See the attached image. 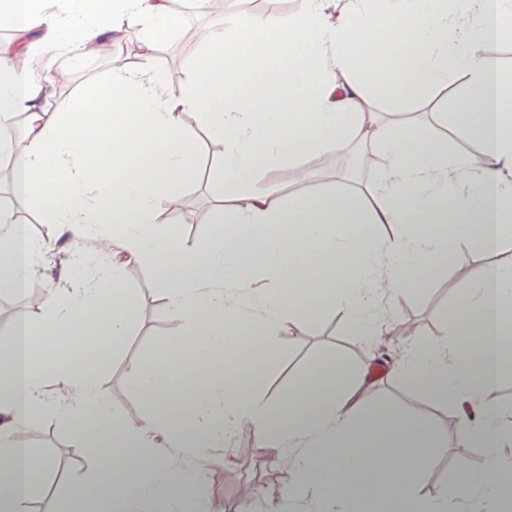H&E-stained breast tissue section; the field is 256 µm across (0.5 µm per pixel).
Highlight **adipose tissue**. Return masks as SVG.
<instances>
[{"mask_svg":"<svg viewBox=\"0 0 512 512\" xmlns=\"http://www.w3.org/2000/svg\"><path fill=\"white\" fill-rule=\"evenodd\" d=\"M285 19L241 16L204 34L192 79L177 101L164 94L150 63L86 85L66 111L44 112L42 87L0 49V119L27 114L26 150L13 161L14 192L43 203L46 221L82 242L80 255L102 277L94 297L48 294L40 349L26 344L34 317L16 316L0 338V459H12L0 485V512H29L40 472L25 435L33 417L54 415L89 448L91 476L71 500L80 512H212L202 472L153 450L190 458L250 428L272 463L299 475L281 501L303 512H445L415 484L435 465L447 430L382 404L366 407L374 377L342 358L290 386L275 406L258 390L280 349L276 338L299 320L335 313L360 335L376 331L387 296L406 291L419 270L442 272L465 248L503 254L512 243V70L484 56L488 42L512 40V0H354L328 23L319 0ZM0 24L37 32L45 49L87 47L118 27L146 26V52L178 28L167 0H0ZM349 77L337 87L336 72ZM467 91L454 125L483 146L480 160L448 150L444 135L397 121L365 122L371 97L422 100L449 75ZM200 113L224 142L222 200L208 239L183 245L157 218L196 176L194 136L181 112ZM366 145L378 174L364 195L282 194L257 184L261 166L344 144ZM92 224L105 234L88 237ZM376 224L400 225L388 239ZM157 266L160 293L182 327L149 361L132 367L146 407L137 421L111 409L97 391L107 341L131 329L136 305L115 249ZM35 253L23 226L0 222V288L26 298ZM269 287L256 291V280ZM449 332L407 339L397 377L441 403L466 402L475 422L460 442L479 439L484 464L460 475L457 492L482 512H499L512 472V422L488 394L512 360V263L495 260L458 289ZM254 339L264 355L247 358L230 338ZM54 384L64 395L46 391Z\"/></svg>","mask_w":512,"mask_h":512,"instance_id":"1","label":"adipose tissue"}]
</instances>
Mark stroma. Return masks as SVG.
<instances>
[{"mask_svg":"<svg viewBox=\"0 0 512 512\" xmlns=\"http://www.w3.org/2000/svg\"><path fill=\"white\" fill-rule=\"evenodd\" d=\"M220 19L198 10L183 13L182 25L169 43L154 50L152 69L161 78L169 96L181 93L191 76L194 56L199 50L198 43L188 39V32L204 26L219 27ZM38 41V35L27 36L30 53L24 69L40 79L46 93L42 101L46 112L65 111L69 100L63 95L64 89L78 91L84 83L106 79L118 68L114 59L84 54L67 46L48 52L39 47ZM465 89L462 77L449 76L447 86L435 89L428 101L404 105L403 110L415 115L422 131L447 135L449 152L468 155L478 151V144L438 119L439 111L454 105ZM181 123L197 134L196 162L206 166L207 172L187 184L178 196L196 207L201 221L182 223L162 203L157 206V214L179 240L190 246L206 239L212 228L222 156L209 154L211 137L199 114L182 113ZM355 153V146L348 145L328 158L321 155L303 157V165L313 174L311 192L321 193L337 186L357 193L364 191L372 176L350 167L349 158ZM30 210L29 203L25 202L20 209L11 210L10 216L14 222L25 225L33 238H51L53 247L40 252L30 267L26 281L29 290L42 292L51 288L64 296L74 288H97L95 266L77 259L71 237L58 225L44 220L29 223L26 214ZM488 262L486 254L475 250L468 251L466 262L449 260L448 274L426 275L427 287L423 292L394 295L387 307L389 317L397 322L415 324L420 338H432L441 329L443 317L456 294V285L469 284L475 272ZM126 282L136 301L137 319L129 335L125 336L121 350L110 356L102 369L98 390L119 413L136 421L144 415L145 406L135 392L131 368L151 358L166 338L180 333L181 327L162 301L155 272L149 265L128 262ZM403 349L402 337L391 335L385 339L367 340L355 335L347 322L330 313L297 322L281 337L280 363L269 375L262 397L267 403H274L277 394L292 385L313 364L337 355L360 368L381 367V378L373 384L368 402H391L411 411L422 403L426 406L424 419L427 423L438 429H455V421L465 413V406L424 403L415 386L403 383L392 373L391 363ZM28 435L33 448L54 460L53 470L45 476L32 500V512H64L69 487L83 481L88 473L87 452L75 435L62 428L51 415H36ZM435 457L436 465L420 480V490L425 496L445 499L448 512H470L469 505L457 496L455 485L461 471L482 464L481 446L475 442L462 445L452 439L447 446L436 449ZM191 464L204 471L216 512H238L236 503L245 485L265 483L272 486L279 481L276 467L267 461L265 448L248 429L238 430L230 436L227 447L213 449L211 453L192 459Z\"/></svg>","mask_w":512,"mask_h":512,"instance_id":"stroma-1","label":"stroma"}]
</instances>
